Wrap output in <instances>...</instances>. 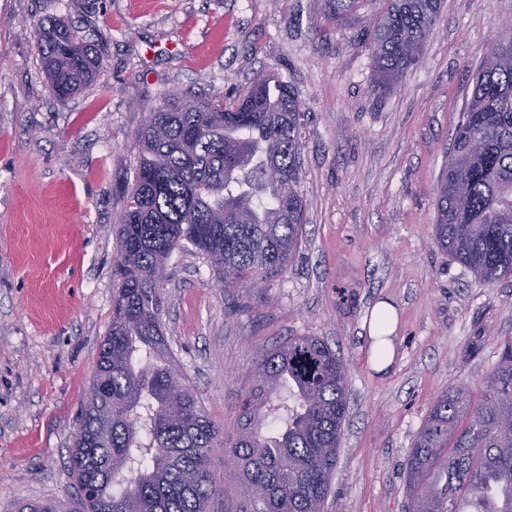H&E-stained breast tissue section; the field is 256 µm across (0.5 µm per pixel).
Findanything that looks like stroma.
<instances>
[{"instance_id": "1", "label": "stroma", "mask_w": 512, "mask_h": 512, "mask_svg": "<svg viewBox=\"0 0 512 512\" xmlns=\"http://www.w3.org/2000/svg\"><path fill=\"white\" fill-rule=\"evenodd\" d=\"M383 0L343 22L326 0H0V512L76 508L69 450L112 318L116 235L147 108L188 91L235 98L266 68L307 116L305 234L287 271L231 292L174 253L165 335L207 413L236 429L251 365L317 336L347 366L348 415L325 512H405L404 471L434 401L478 391L512 339V279L483 284L435 242L434 187L470 73L512 0H443L420 59L372 94ZM110 30L96 83L57 99L31 25ZM388 299L394 364L375 372L363 321Z\"/></svg>"}]
</instances>
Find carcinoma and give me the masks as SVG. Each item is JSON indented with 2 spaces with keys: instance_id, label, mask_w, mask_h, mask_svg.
Segmentation results:
<instances>
[{
  "instance_id": "obj_1",
  "label": "carcinoma",
  "mask_w": 512,
  "mask_h": 512,
  "mask_svg": "<svg viewBox=\"0 0 512 512\" xmlns=\"http://www.w3.org/2000/svg\"><path fill=\"white\" fill-rule=\"evenodd\" d=\"M366 0H328L337 21ZM441 0H387L376 16L373 90L415 65ZM60 100L101 72L109 32L32 24ZM448 169L435 186L438 247L475 280L512 277V31L495 30L472 69ZM304 113L281 76L261 71L227 102L169 92L136 133L139 155L117 237L112 320L70 449L83 512H208L212 460L228 449L254 512H324L347 404V367L317 336L264 353L236 432L206 413L162 330L166 265L189 246L223 288H255L288 269L303 236L298 190ZM288 195H283V183ZM295 406L274 428L280 394ZM405 512H512V340L479 393L431 406L405 468Z\"/></svg>"
}]
</instances>
